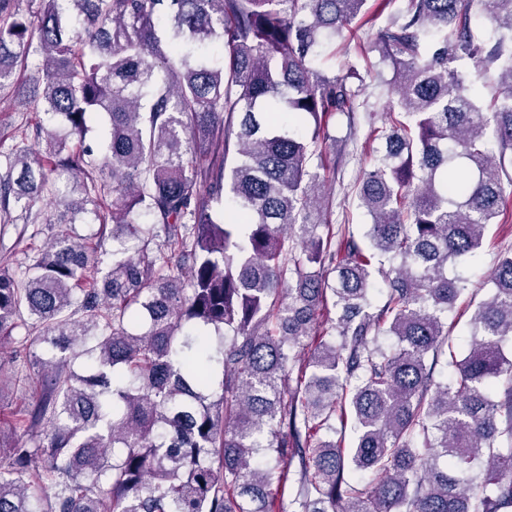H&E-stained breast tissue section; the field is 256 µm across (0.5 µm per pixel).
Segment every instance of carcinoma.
I'll list each match as a JSON object with an SVG mask.
<instances>
[{
  "instance_id": "carcinoma-1",
  "label": "carcinoma",
  "mask_w": 512,
  "mask_h": 512,
  "mask_svg": "<svg viewBox=\"0 0 512 512\" xmlns=\"http://www.w3.org/2000/svg\"><path fill=\"white\" fill-rule=\"evenodd\" d=\"M38 2L0 0V90L36 65L55 128L0 154V211L46 200L60 230L26 278L0 269V348L35 394L26 439L0 428V512H512V252L464 355L448 331V265L512 193V0H404L380 26L395 0ZM365 27L397 96L380 122L355 64L317 66ZM464 58L496 68L487 107ZM359 110L383 143L360 240L319 150ZM88 212L112 249L75 232Z\"/></svg>"
}]
</instances>
